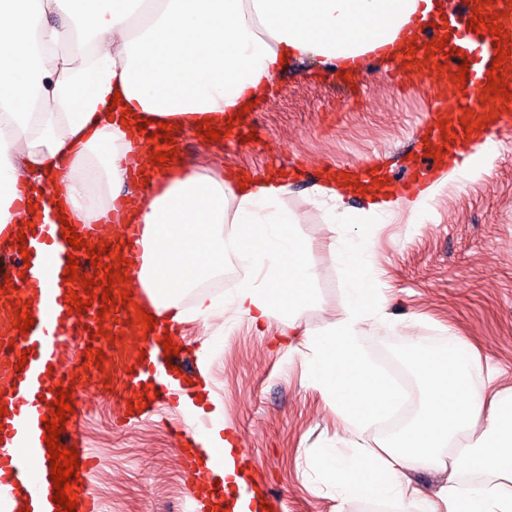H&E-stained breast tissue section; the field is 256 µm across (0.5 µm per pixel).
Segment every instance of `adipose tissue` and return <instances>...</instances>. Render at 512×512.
<instances>
[{"instance_id": "1", "label": "adipose tissue", "mask_w": 512, "mask_h": 512, "mask_svg": "<svg viewBox=\"0 0 512 512\" xmlns=\"http://www.w3.org/2000/svg\"><path fill=\"white\" fill-rule=\"evenodd\" d=\"M438 9L436 0H0V224L40 223L42 211L14 202L48 188L68 223L141 226L134 282L156 320L224 316L257 330L275 321L300 330L318 274L307 241L292 232L287 183L255 174L243 185L176 158L152 166L154 148L142 145L138 126L223 128L282 61L314 56L345 71L374 56L394 59ZM138 145L149 176L140 186L129 173ZM444 184L358 211L344 204L349 186L315 188L336 227L337 263L361 271L345 279L343 318L301 330L307 379L340 420L335 442L305 460L334 512L354 499L405 498L419 512H512V386H496L492 374L491 389L472 386L483 374L479 355L456 331L435 351L410 346L422 408L400 431L365 438L401 394L359 343L388 298L372 242L353 227L387 223L399 208L417 213ZM230 258L241 269L232 287L203 291ZM411 470L447 479L428 496L407 479Z\"/></svg>"}]
</instances>
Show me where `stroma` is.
<instances>
[{
  "mask_svg": "<svg viewBox=\"0 0 512 512\" xmlns=\"http://www.w3.org/2000/svg\"><path fill=\"white\" fill-rule=\"evenodd\" d=\"M257 141L212 144L188 135L178 157L205 170L289 172L288 208L311 244L318 273L315 305L301 324L324 327L342 318L346 276L330 244L312 188L336 167L381 168L396 185L437 168L433 155L415 151L422 118L416 93L395 85L385 62L369 60L347 83L325 76L317 60L292 62L260 94L252 112ZM488 165L453 174L418 214H396L372 229L373 263L389 302L386 320L365 325L360 337L382 368L414 343L438 345L452 327L512 385V131L501 133ZM213 341L212 375L224 421L241 434L255 481L283 501V512H332L327 493H313L302 461L336 439L339 420L320 390L310 386L301 356L288 348V329L273 323L256 332L242 322L191 321L179 328L184 373L197 370L196 353ZM96 408L81 414L78 437L97 459L87 484L101 512H190L192 484L174 450L167 409L128 427L115 426L120 406L108 390L95 391Z\"/></svg>",
  "mask_w": 512,
  "mask_h": 512,
  "instance_id": "obj_1",
  "label": "stroma"
}]
</instances>
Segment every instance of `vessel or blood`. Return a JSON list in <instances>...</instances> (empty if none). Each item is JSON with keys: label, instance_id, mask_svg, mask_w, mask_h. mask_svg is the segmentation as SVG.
Masks as SVG:
<instances>
[{"label": "vessel or blood", "instance_id": "obj_1", "mask_svg": "<svg viewBox=\"0 0 512 512\" xmlns=\"http://www.w3.org/2000/svg\"><path fill=\"white\" fill-rule=\"evenodd\" d=\"M462 10H450L447 18L438 19L440 33L449 37L443 50L427 55L423 48L402 55L396 75L411 88L421 90L430 108L423 125L431 148L442 156L455 159L468 149L485 143L512 127L511 99L487 97V73L493 67L496 38L489 31L470 30L476 12L486 16L503 13L502 30L512 38V0H462ZM468 65L465 83L453 82V74ZM472 117L478 129L468 131L461 125L463 117ZM450 131L440 128L441 122ZM58 224L41 223L33 228L21 224L0 225V403L8 413L0 417V512H61L53 498L50 455L45 442L44 416L53 415L56 392L67 389L76 394L111 385L112 395L120 404H132L141 396L143 406H134L126 423L151 417L156 409L179 399L185 388L177 378V356H165L166 339L162 329L144 331L137 321L134 306L120 307L115 318H99L102 289L85 313L71 312L65 301L69 291L85 296L83 285L65 281L63 271L69 257H76L78 272L94 274L86 246L109 243L119 248L127 264L124 274L132 275L142 264L138 244L139 228L134 224H80L76 232L85 245L72 249L61 235ZM30 305L34 325L28 334L15 329L14 308L17 302ZM80 356L67 358L70 349ZM101 350V366L87 363L86 349ZM77 420L68 416L60 433L66 449L78 452L79 475L87 477L95 467L93 456L83 451L76 435ZM175 451L192 479L197 496L223 500L224 480L212 469L215 461L240 470L249 450L240 434L224 431L223 447L192 448L187 444L185 429L174 430Z\"/></svg>", "mask_w": 512, "mask_h": 512}]
</instances>
